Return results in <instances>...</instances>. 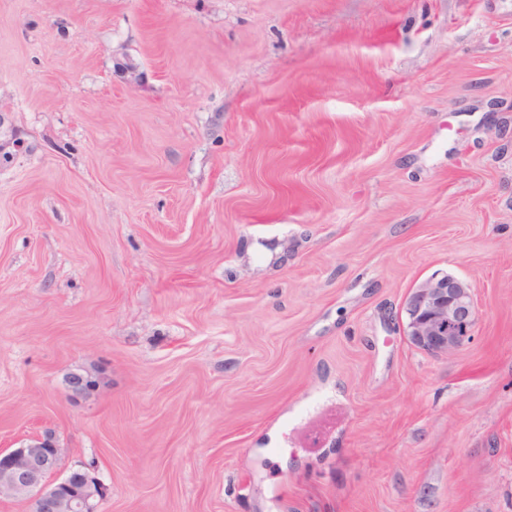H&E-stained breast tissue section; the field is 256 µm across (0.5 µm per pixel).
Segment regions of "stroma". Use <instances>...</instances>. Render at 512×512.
<instances>
[{
  "label": "stroma",
  "instance_id": "1",
  "mask_svg": "<svg viewBox=\"0 0 512 512\" xmlns=\"http://www.w3.org/2000/svg\"><path fill=\"white\" fill-rule=\"evenodd\" d=\"M0 111V449L99 512H512V0H0ZM404 335L432 356L453 352L472 336L478 312L470 283L454 275L432 276L406 297ZM64 381L72 401L89 399L101 385V377L94 369L71 371L66 374ZM65 450L47 430L18 448L0 452V499L22 498L28 512H96L105 487L90 464L51 479Z\"/></svg>",
  "mask_w": 512,
  "mask_h": 512
}]
</instances>
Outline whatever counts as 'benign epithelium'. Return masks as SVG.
<instances>
[{
    "label": "benign epithelium",
    "instance_id": "1",
    "mask_svg": "<svg viewBox=\"0 0 512 512\" xmlns=\"http://www.w3.org/2000/svg\"><path fill=\"white\" fill-rule=\"evenodd\" d=\"M404 335L415 347L432 356L453 352L472 336L478 312L470 283L454 275L432 276L406 297ZM73 401L87 400L99 389L96 370L71 371L65 376ZM65 449L47 430L18 448L0 452V499L22 498L28 512H97L105 487L95 468L83 464L69 469L61 479Z\"/></svg>",
    "mask_w": 512,
    "mask_h": 512
}]
</instances>
